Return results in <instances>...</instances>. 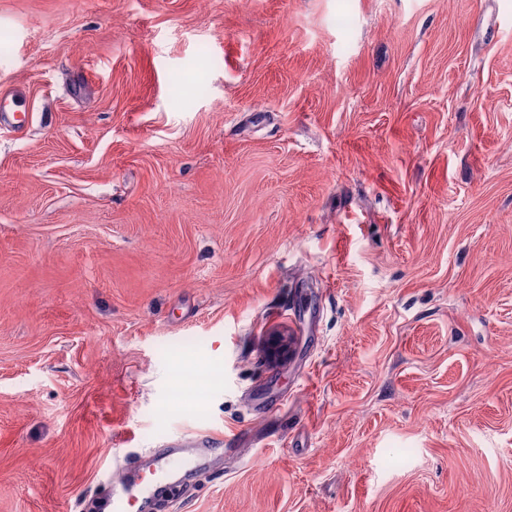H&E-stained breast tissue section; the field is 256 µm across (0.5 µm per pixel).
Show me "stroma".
I'll return each instance as SVG.
<instances>
[{"instance_id":"35a3bbf8","label":"stroma","mask_w":512,"mask_h":512,"mask_svg":"<svg viewBox=\"0 0 512 512\" xmlns=\"http://www.w3.org/2000/svg\"><path fill=\"white\" fill-rule=\"evenodd\" d=\"M0 512H512V0H0ZM210 376L202 408L181 375ZM24 97L23 92L17 89L0 93V112L5 124L12 127L20 123L16 108L20 107V105H18L20 103L19 99ZM219 444L213 435H199L188 445L195 448H174L156 455L153 468H149L148 473L145 471L133 478L121 477L113 481L100 512H144L149 502L157 501L161 491L166 493L170 485L179 480L175 478L174 471L183 469L186 461L190 463L184 452L194 455L195 467L202 468L206 464L205 454L217 449Z\"/></svg>"}]
</instances>
